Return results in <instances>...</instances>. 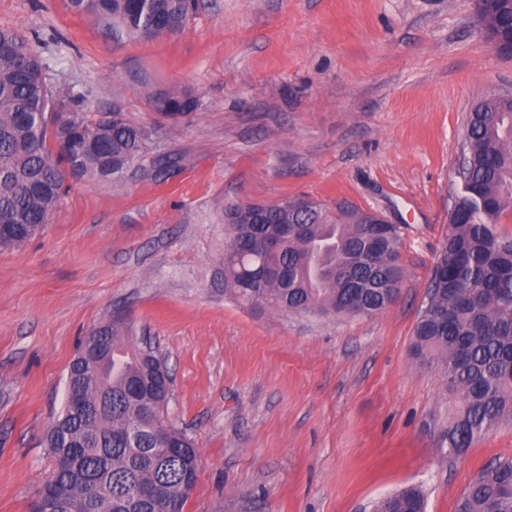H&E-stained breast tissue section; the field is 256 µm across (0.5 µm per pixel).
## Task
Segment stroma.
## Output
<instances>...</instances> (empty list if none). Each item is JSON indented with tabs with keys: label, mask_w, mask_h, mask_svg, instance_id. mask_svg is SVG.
Masks as SVG:
<instances>
[{
	"label": "stroma",
	"mask_w": 512,
	"mask_h": 512,
	"mask_svg": "<svg viewBox=\"0 0 512 512\" xmlns=\"http://www.w3.org/2000/svg\"><path fill=\"white\" fill-rule=\"evenodd\" d=\"M0 29L57 98L148 133L120 181L68 179L48 224L0 246V512H31L69 365L116 314L164 360V420L198 450L187 512H372L406 486L455 512L512 458V423L440 451L454 401L414 354L469 113L512 97L474 0H195L183 31L151 40L111 38L67 0H0ZM176 89L196 111L152 110ZM297 198L401 224L385 311L281 313L225 290V207Z\"/></svg>",
	"instance_id": "stroma-1"
}]
</instances>
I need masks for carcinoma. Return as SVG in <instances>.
<instances>
[{"label": "carcinoma", "mask_w": 512, "mask_h": 512, "mask_svg": "<svg viewBox=\"0 0 512 512\" xmlns=\"http://www.w3.org/2000/svg\"><path fill=\"white\" fill-rule=\"evenodd\" d=\"M194 0H68L116 37L150 40L183 29ZM492 38L512 37V0H476ZM153 110L178 117L196 110L192 92L153 97ZM70 114L72 139L93 148L75 160L58 148L55 114ZM145 129L115 112L94 121L58 103L43 64L22 36L0 29V225L40 229L68 177L118 180L142 155ZM460 184L448 235L434 262L428 301L414 328L415 355L437 370L458 399L439 439L448 454L512 420V100L486 99L469 113ZM224 287L249 306L293 313L375 315L397 298L404 277L402 225L387 230L361 208L318 201L239 203L224 215ZM296 229L274 251L262 239ZM169 378L162 360L131 342L115 316L100 343L87 341L69 368L64 407L47 434L54 473L32 512H185L197 483L199 455L182 431L163 423ZM140 429L137 447L125 433ZM373 512H425L417 488L378 501ZM456 512H512V459L481 470Z\"/></svg>", "instance_id": "obj_1"}]
</instances>
